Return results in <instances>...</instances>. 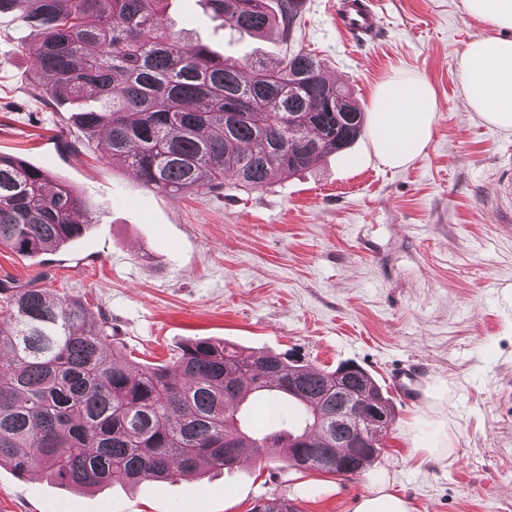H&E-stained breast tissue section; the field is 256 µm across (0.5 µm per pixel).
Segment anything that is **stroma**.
Here are the masks:
<instances>
[{"mask_svg":"<svg viewBox=\"0 0 512 512\" xmlns=\"http://www.w3.org/2000/svg\"><path fill=\"white\" fill-rule=\"evenodd\" d=\"M379 28L337 22L340 0H305L295 47L348 85L365 113L376 87L424 77L440 104L425 152L401 169L379 162L371 131L265 188L165 194L108 160L70 102L39 97V34L0 15V152L70 184L93 222L56 251L0 247V279L50 272L53 293L86 296L108 315L131 361L161 364L193 338L263 349L330 371L364 368L389 392L382 453L334 475L287 466L278 449L233 471L85 490L0 466V512H250L284 497L300 512H354L385 475L415 512H512V133L463 102L453 72L482 25L460 0H373ZM174 29L216 53L274 63L278 35L225 30L203 0H170ZM444 383L447 402L408 403L393 368ZM448 439V455L421 448Z\"/></svg>","mask_w":512,"mask_h":512,"instance_id":"stroma-1","label":"stroma"}]
</instances>
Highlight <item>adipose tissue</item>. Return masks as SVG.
<instances>
[{"label": "adipose tissue", "instance_id": "1", "mask_svg": "<svg viewBox=\"0 0 512 512\" xmlns=\"http://www.w3.org/2000/svg\"><path fill=\"white\" fill-rule=\"evenodd\" d=\"M484 33L459 56L454 77L470 111L512 133V0H461ZM374 152L393 168L407 166L430 143L439 102L431 85L415 75L390 78L374 94Z\"/></svg>", "mask_w": 512, "mask_h": 512}]
</instances>
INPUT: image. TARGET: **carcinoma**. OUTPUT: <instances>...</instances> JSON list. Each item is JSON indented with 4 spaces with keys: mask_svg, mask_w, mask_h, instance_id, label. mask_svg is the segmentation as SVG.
I'll use <instances>...</instances> for the list:
<instances>
[{
    "mask_svg": "<svg viewBox=\"0 0 512 512\" xmlns=\"http://www.w3.org/2000/svg\"><path fill=\"white\" fill-rule=\"evenodd\" d=\"M224 28L295 38L305 0H205ZM167 0H0L40 35L41 94L81 105L75 124L112 137L109 158L152 191L259 189L361 134L364 112L316 56L276 66L216 55L165 22ZM241 118L224 125V114ZM90 208L70 185L0 153V246L36 257L80 236ZM273 403L270 432L247 428L248 397ZM391 415L366 371H317L222 341L186 342L171 364L129 362L105 316L75 295L0 280V466L40 469L88 489L231 470L266 449L304 470L353 474L381 453L384 429L336 432V411ZM252 512H300L273 498Z\"/></svg>",
    "mask_w": 512,
    "mask_h": 512,
    "instance_id": "cac0c4a2",
    "label": "carcinoma"
}]
</instances>
